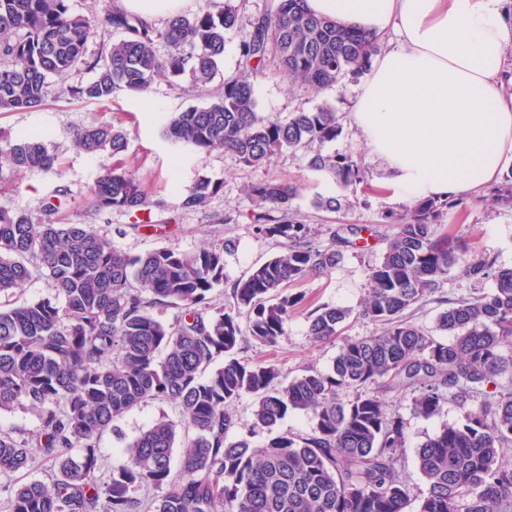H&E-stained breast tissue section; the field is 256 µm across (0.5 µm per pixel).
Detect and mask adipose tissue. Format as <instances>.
Returning <instances> with one entry per match:
<instances>
[{
    "label": "adipose tissue",
    "mask_w": 512,
    "mask_h": 512,
    "mask_svg": "<svg viewBox=\"0 0 512 512\" xmlns=\"http://www.w3.org/2000/svg\"><path fill=\"white\" fill-rule=\"evenodd\" d=\"M314 13L395 34L350 112L399 200L456 199L497 181L512 159V96L502 81L512 21L501 0H307Z\"/></svg>",
    "instance_id": "1"
}]
</instances>
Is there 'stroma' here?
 Instances as JSON below:
<instances>
[{"instance_id":"35a3bbf8","label":"stroma","mask_w":512,"mask_h":512,"mask_svg":"<svg viewBox=\"0 0 512 512\" xmlns=\"http://www.w3.org/2000/svg\"><path fill=\"white\" fill-rule=\"evenodd\" d=\"M240 39L238 31L226 32L224 55L217 71L210 83L196 93L188 90L189 76H169L158 78L148 94L121 92L109 103L95 104L69 97L68 87L93 78L92 72L75 69L65 79L51 82L47 104L42 110L0 112V128L13 132L39 131L48 149L57 156V168L53 171L32 170L21 174L7 169L0 171V209L22 211L40 219L44 200L64 187L72 204L63 210V221L95 225L111 238L117 249L132 256L161 247L191 253L232 241L234 250L224 255V283L212 293L214 306L228 307L233 303V283L247 277L282 249L281 239L259 234L247 218L251 208L246 195L248 186L274 176L301 185L288 216L311 226L315 244L331 245L334 234H347L353 224L370 229L371 235L362 247L345 248L343 260L331 273L303 280L298 285L312 305L357 307L368 287L366 267L379 259L385 247L384 238L393 230L392 225L384 223L383 216L401 212L403 204L390 191L382 189L388 173L373 160L351 122H344L341 136L326 144L325 149L359 159L368 172V181L350 191L354 205L340 213L314 207L316 196L335 193L337 187L330 179L308 169L303 152L281 153L268 169L245 168L231 153L193 152L161 136V115L191 105H206L225 78L238 71ZM359 87V81L348 79L322 90L297 85L277 73L276 64L271 61L267 64L266 77L256 81L254 92L263 116L284 120L291 112L326 103L340 113H349ZM93 117L129 130L128 150L122 161L142 181L154 202L151 226L134 227L133 217L120 210L99 213L87 207L85 196L93 181L103 166L113 162L110 154L90 155L75 143L74 130ZM201 177L223 182V190L205 206L180 208L175 187L189 185ZM445 222L449 231L467 236L477 253L493 261L495 267H512V205L494 202L488 191L483 190L464 197L461 206L449 211ZM492 287V279L474 281L459 271H451L440 295L431 296L421 308L414 310L411 320L425 329H434L436 318L444 309V300L466 298L490 291ZM338 349L335 342L312 343L306 318L299 313L291 317L276 346L266 347L247 339L241 342L237 357L244 363H273L282 380L288 381L311 368L328 370ZM385 400L407 423V449L398 464V473L412 493H419L424 483L416 466V449L442 426L458 422L461 412L451 402L444 405L440 414L426 419L413 414L408 392H387ZM162 416L175 422L180 419L174 404L151 401L115 421L113 429L106 431L100 442L102 469H110L127 446Z\"/></svg>"}]
</instances>
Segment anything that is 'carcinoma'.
<instances>
[{"instance_id":"cac0c4a2","label":"carcinoma","mask_w":512,"mask_h":512,"mask_svg":"<svg viewBox=\"0 0 512 512\" xmlns=\"http://www.w3.org/2000/svg\"><path fill=\"white\" fill-rule=\"evenodd\" d=\"M100 28L122 38L98 54L87 52ZM241 33L240 73L204 106L167 118L163 136L193 151L224 150L243 166H270L284 151L303 150L308 168L328 176L340 193L314 205L337 213L350 207L347 192L365 181L352 156L324 151L343 132L336 108L300 109L288 120L259 115L255 81L274 59L291 82L316 90L368 72L379 54L365 34L318 16L306 0H277L257 18L240 15L231 0L214 13L209 4L193 15L175 14L164 27L121 7L104 17L71 11L69 0H0V112L41 107L48 79L81 67L92 81L68 89L74 99L109 102L120 91L142 94L156 78L189 73L193 87L205 86L224 54V34ZM166 42L165 57L156 44ZM74 139L87 153L120 156L128 133L90 121ZM56 157L32 133L0 129V169L52 171ZM223 183L200 178L177 188L179 205L197 208ZM300 186L269 178L248 187V219L258 233L284 240V250L256 267L232 288L233 307L211 304L224 282V252L202 248L185 254L157 248L131 257L90 224H63L68 202L56 190L42 218L0 210V295L37 275L48 277L56 299L0 309V411L26 404L39 420L34 440L0 430V475L25 469L33 455L53 463L50 481L32 480L11 490L10 512H406L408 485L396 464L407 448L406 423L388 412L381 391L412 392V410L431 418L448 398L463 409L416 452L425 485L416 512H512V383L497 378L512 371V268L492 269L473 255L462 236L444 231L442 217L453 200H419L383 216L395 226L380 258L369 266V288L353 310L323 304L307 313L315 342L340 336L357 314L380 325L373 336L343 339L332 367L314 369L288 383L269 363L237 358L245 338L274 346L288 320L306 303L288 287L330 273L353 241L336 235L333 245L312 242L309 225L286 220ZM494 196L512 204V171ZM87 205L150 215L142 182L121 162L101 169ZM457 268L472 280L491 277L494 288L448 303L436 338L408 320L407 311L437 292ZM157 308H176L175 322ZM494 391H487L488 386ZM353 399L342 402L338 390ZM244 395L254 397L252 433L267 435L255 445L229 438V412ZM480 399L475 407L469 401ZM149 401H169L193 435L177 442V424L156 419L125 452L100 472L99 442L112 423ZM290 411L311 419L304 433L279 434ZM182 447L178 468L174 448ZM153 488L148 502L137 496Z\"/></svg>"}]
</instances>
